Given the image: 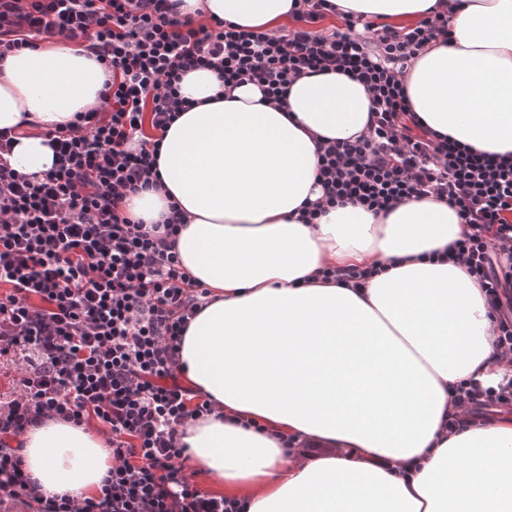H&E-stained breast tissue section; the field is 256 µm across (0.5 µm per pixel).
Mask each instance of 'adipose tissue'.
<instances>
[{
	"instance_id": "ef3b65f1",
	"label": "adipose tissue",
	"mask_w": 512,
	"mask_h": 512,
	"mask_svg": "<svg viewBox=\"0 0 512 512\" xmlns=\"http://www.w3.org/2000/svg\"><path fill=\"white\" fill-rule=\"evenodd\" d=\"M292 2L185 0L184 10L273 33L292 21ZM331 2L339 21L401 25L440 7L451 41L411 62L410 106L474 151L512 153V0ZM108 77L63 36L11 54L0 60V129L65 126L99 104ZM219 90L214 71L184 77L192 106L164 136L163 189L129 200L149 224L179 203L175 251L210 291L180 348L184 383L216 407L182 430L188 468L244 512H512V414L446 427L457 384L512 372L484 289L437 258L466 231L455 210L430 198L384 216L348 204L302 223L303 202L322 195L318 142L366 132L368 93L335 72L296 79L280 105L253 84L229 99ZM10 160L41 173L52 152L25 136ZM372 266L357 288L321 276ZM21 457L44 491L78 498L97 494L112 465L101 432L55 419L24 435Z\"/></svg>"
}]
</instances>
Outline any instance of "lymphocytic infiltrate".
I'll list each match as a JSON object with an SVG mask.
<instances>
[{"instance_id":"1","label":"lymphocytic infiltrate","mask_w":512,"mask_h":512,"mask_svg":"<svg viewBox=\"0 0 512 512\" xmlns=\"http://www.w3.org/2000/svg\"><path fill=\"white\" fill-rule=\"evenodd\" d=\"M297 27L275 34L223 21L202 24L178 0H0V59L56 36L79 39L110 77L98 106L68 128L44 131L53 166L14 169L19 135L0 130V361L18 374L0 401V508L26 512H241L204 492L184 464L180 432L211 414L180 379L184 332L206 293L174 250L185 221L168 202L160 223L126 213L128 195L158 186L162 138L190 103V71L213 70L225 91L257 85L280 101L297 78L337 72L372 99L367 134L321 146L323 190L301 208L361 205L379 214L408 198L455 209L469 232L452 258L479 280L496 312L497 347L512 359V155L472 151L423 128L404 85L423 48L449 40L434 13L410 31L361 16L325 31L328 0H297ZM461 419L512 409V377L460 384ZM97 423L112 452L98 495H51L23 469L19 442L44 419Z\"/></svg>"}]
</instances>
